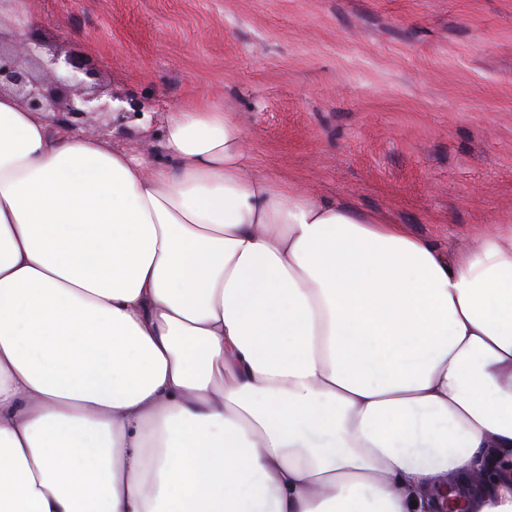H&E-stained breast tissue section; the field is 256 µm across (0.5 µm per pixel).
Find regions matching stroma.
<instances>
[{"label":"stroma","mask_w":512,"mask_h":512,"mask_svg":"<svg viewBox=\"0 0 512 512\" xmlns=\"http://www.w3.org/2000/svg\"><path fill=\"white\" fill-rule=\"evenodd\" d=\"M95 85L145 98L151 145L185 101L219 102L249 165L405 225L440 249L512 224V0H17Z\"/></svg>","instance_id":"35a3bbf8"}]
</instances>
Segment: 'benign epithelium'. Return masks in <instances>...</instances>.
Instances as JSON below:
<instances>
[{"mask_svg":"<svg viewBox=\"0 0 512 512\" xmlns=\"http://www.w3.org/2000/svg\"><path fill=\"white\" fill-rule=\"evenodd\" d=\"M86 65L70 54L47 48L22 14L15 16L11 31L0 30V91L10 90L28 109L64 113L63 125L82 129L98 114H112V101L142 112L145 106L123 91L102 92L86 85Z\"/></svg>","mask_w":512,"mask_h":512,"instance_id":"7a95c632","label":"benign epithelium"}]
</instances>
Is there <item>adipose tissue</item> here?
Masks as SVG:
<instances>
[{"label": "adipose tissue", "mask_w": 512, "mask_h": 512, "mask_svg": "<svg viewBox=\"0 0 512 512\" xmlns=\"http://www.w3.org/2000/svg\"><path fill=\"white\" fill-rule=\"evenodd\" d=\"M0 93V512H512V225L448 252Z\"/></svg>", "instance_id": "obj_1"}]
</instances>
